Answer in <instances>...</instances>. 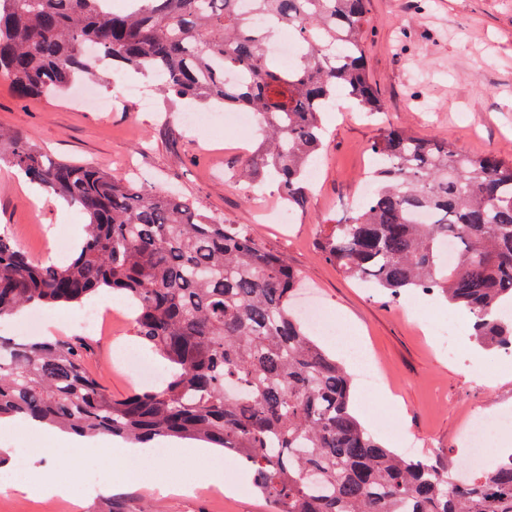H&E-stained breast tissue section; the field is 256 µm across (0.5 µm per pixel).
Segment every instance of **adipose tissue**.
Instances as JSON below:
<instances>
[{
    "instance_id": "1",
    "label": "adipose tissue",
    "mask_w": 512,
    "mask_h": 512,
    "mask_svg": "<svg viewBox=\"0 0 512 512\" xmlns=\"http://www.w3.org/2000/svg\"><path fill=\"white\" fill-rule=\"evenodd\" d=\"M13 429L33 445L38 446L41 456L45 459L44 464L33 467L31 479L22 486L23 492L44 500L68 494V487L58 481L54 473L53 446L57 443L66 445L79 443V436L70 433L65 435L53 433L27 421L16 422ZM89 452L105 462L97 482L98 488L101 489L115 485L153 484L185 489L199 480L213 484L224 481L223 465L215 455L204 448L187 449V456H190L195 464V471L190 476L182 471L171 469L166 460L145 459L142 458L140 449L115 447L108 441H98L96 446L90 447Z\"/></svg>"
}]
</instances>
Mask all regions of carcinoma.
Segmentation results:
<instances>
[{"instance_id": "obj_1", "label": "carcinoma", "mask_w": 512, "mask_h": 512, "mask_svg": "<svg viewBox=\"0 0 512 512\" xmlns=\"http://www.w3.org/2000/svg\"><path fill=\"white\" fill-rule=\"evenodd\" d=\"M246 2L136 0L114 13L104 0H0V81L53 96L101 70L133 71L187 104L253 111L264 140L242 173L277 181L292 212L306 202L305 169L336 97L382 109L365 65L367 0ZM283 30L303 46L287 70L263 50ZM9 139L4 160L87 223L60 263L31 260L0 232V320L81 306L107 287L133 309L137 342L166 365L157 387L117 398L88 368L86 338L0 335V418L139 448L208 442L241 459L274 512H512V454L460 479L370 435L346 367L293 306L297 273L248 231L188 198ZM371 151L372 191L324 237L325 257L392 297L436 292L466 311L479 343L512 347V318L500 315L512 307V162L396 128Z\"/></svg>"}]
</instances>
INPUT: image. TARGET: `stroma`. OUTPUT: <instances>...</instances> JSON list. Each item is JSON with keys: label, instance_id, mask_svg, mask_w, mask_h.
<instances>
[{"label": "stroma", "instance_id": "35a3bbf8", "mask_svg": "<svg viewBox=\"0 0 512 512\" xmlns=\"http://www.w3.org/2000/svg\"><path fill=\"white\" fill-rule=\"evenodd\" d=\"M366 66L377 88L381 112L367 115L349 101L325 113L324 148L318 178L304 209L291 223L267 224L257 200L281 205L277 185L261 196L237 181L231 167L253 151L260 132L227 131L214 137L184 124V103L162 95L130 75L138 99L105 112L79 105L73 91L50 100L17 95L0 81V127L24 136L56 158L91 163L115 175L136 167L142 184L177 189L224 223L248 230L264 248L280 255L302 277L299 297L321 302L344 330V341L320 336V343L358 373L347 348L362 347L379 366L384 386L366 391L354 381L353 405L363 425L384 445L400 449L401 438L420 444L419 456L440 455L448 468L469 466L464 445L471 416L512 414V366L497 350L478 345L468 318L436 296L411 292L394 298L327 261L321 242L334 224L360 200L362 177L373 164L370 144L381 128L398 126L429 140H451L468 154L487 151L512 160V0H368ZM84 219L61 200L32 208L13 169L0 165V229L38 261H61L57 235L69 244L83 237ZM435 309L458 326L454 356L441 353L420 323V313ZM79 306L50 313L55 335L83 336L95 345L90 360L104 387L124 397L142 379L122 365L116 348L138 346L131 320H116L103 332L84 327ZM392 398L397 412H368L370 401ZM101 461L70 447L56 476L71 491L64 502L25 496L17 487L30 475L21 469L10 488H0V512H103L105 494L85 493ZM130 512H271L248 469L224 460V485L202 482L192 491L161 487L122 489Z\"/></svg>", "mask_w": 512, "mask_h": 512}]
</instances>
